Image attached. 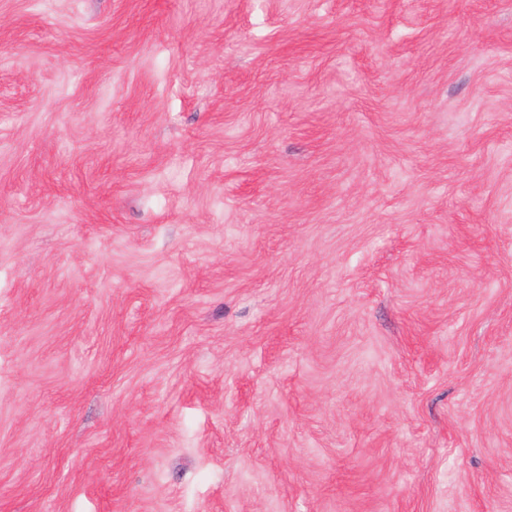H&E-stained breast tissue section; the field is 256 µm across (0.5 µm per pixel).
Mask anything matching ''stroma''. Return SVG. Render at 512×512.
<instances>
[{
  "label": "stroma",
  "mask_w": 512,
  "mask_h": 512,
  "mask_svg": "<svg viewBox=\"0 0 512 512\" xmlns=\"http://www.w3.org/2000/svg\"><path fill=\"white\" fill-rule=\"evenodd\" d=\"M0 512H512V0H0Z\"/></svg>",
  "instance_id": "stroma-1"
}]
</instances>
